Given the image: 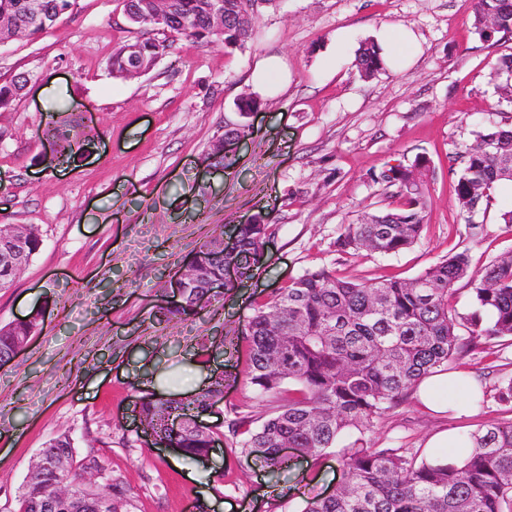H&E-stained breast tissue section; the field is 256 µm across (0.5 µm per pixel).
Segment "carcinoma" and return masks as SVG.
Segmentation results:
<instances>
[{
  "label": "carcinoma",
  "instance_id": "carcinoma-1",
  "mask_svg": "<svg viewBox=\"0 0 512 512\" xmlns=\"http://www.w3.org/2000/svg\"><path fill=\"white\" fill-rule=\"evenodd\" d=\"M142 24L163 35L184 36L201 47L221 41L227 49H241L251 39L254 25L232 24L217 34L202 0H170L165 5L172 23L153 21L152 0H136ZM70 0H39L43 22L25 21L22 0H0V36L36 35L50 29L69 8ZM473 27L479 38L496 43L512 37V0H475ZM144 61L167 48L165 41H137ZM124 46L108 59L114 77L129 69ZM355 66L371 78L384 71L380 46L371 39L356 51ZM497 77L505 78L502 99L512 106V51L501 55ZM26 78L0 84V111L9 109ZM512 161V127L488 125L474 134V142L448 153V172L454 176V194L460 215L471 229L486 211L491 194L502 181H512L503 164ZM431 161L423 153L404 164L372 174L387 198L397 205L365 213L357 222L342 224L334 245L341 254L398 253L417 244L426 226L430 206L425 176ZM269 216L259 224L235 226L233 242L224 245V232L206 235L202 247L209 263L187 282L181 299L163 310L158 323L183 320L202 309L216 318L224 309V292L210 285L224 277V265L235 264L239 277H251L252 267L269 232ZM26 260L42 244L38 228L24 226ZM467 280L475 310L465 314L451 304L454 286ZM41 315L23 323L0 326V365L28 334L36 331ZM512 339V250L489 262L481 271L471 269L466 254L447 257L411 279L396 277L353 280L324 267L307 270L288 286L257 304L241 339L247 345L246 381L263 407L261 423L251 426V415L235 411L229 424L240 438V454L259 459L271 472L287 468L283 445L306 457L319 459L336 447L346 433L357 438L337 454L342 480L333 493L307 498L304 512H512V419L488 423L469 433V455L456 462L421 457L410 448H375L367 436L413 394L427 376L445 372L462 352L479 342L493 347ZM224 393V378H216L196 398L187 401L141 398L136 412L148 426L164 420L183 421L175 430L163 427L158 438L181 449L191 460L207 457L215 432L203 433L197 418L209 400ZM47 460L38 486L22 489L18 512H40L51 489L65 483L76 501L73 512H128L127 498L117 483L105 488L85 482L87 469H101L93 455L77 457L66 433L49 440ZM68 457L69 467L52 463Z\"/></svg>",
  "mask_w": 512,
  "mask_h": 512
}]
</instances>
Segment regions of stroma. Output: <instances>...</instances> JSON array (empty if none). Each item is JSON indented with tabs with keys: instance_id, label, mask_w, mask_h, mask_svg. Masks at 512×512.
<instances>
[{
	"instance_id": "obj_1",
	"label": "stroma",
	"mask_w": 512,
	"mask_h": 512,
	"mask_svg": "<svg viewBox=\"0 0 512 512\" xmlns=\"http://www.w3.org/2000/svg\"><path fill=\"white\" fill-rule=\"evenodd\" d=\"M473 20V0H279L260 9L245 49L178 37L153 69L128 79L112 76L108 58L152 31L130 25L121 0H73L51 29L0 43V84L27 78L0 112V225L42 235L0 290V325L42 316L0 366V512H17L30 464L63 432L78 455L100 459L97 484L123 483L130 512H302L304 496L335 490L336 450L317 462L292 457L277 480L235 453L227 423L253 396L247 352L212 345L240 335L257 302L312 268L412 278L451 254L480 270L512 249V228L500 221L512 210V182L497 186L475 236L448 173L449 151L472 142L476 123H512V112L496 110L502 48L480 40ZM386 27L413 41L397 43L400 67L363 78L355 51ZM270 56L284 64L279 88L264 96L231 166L214 169L212 145ZM71 126L81 134L75 150L59 136ZM419 153L432 162L419 243L388 256L338 253L339 226L387 203L371 174ZM261 212L273 222L261 271L225 292L221 319L201 310L157 325L207 231ZM453 367L482 382L479 413L435 414L411 398L373 434L375 447L420 451L436 432L512 417L496 397L512 376V341L471 348ZM219 373L224 400L201 417L220 435L210 458L178 462L150 446L134 401L190 397Z\"/></svg>"
}]
</instances>
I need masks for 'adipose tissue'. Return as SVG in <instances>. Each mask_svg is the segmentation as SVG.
<instances>
[{
    "mask_svg": "<svg viewBox=\"0 0 512 512\" xmlns=\"http://www.w3.org/2000/svg\"><path fill=\"white\" fill-rule=\"evenodd\" d=\"M477 394L478 388L472 378L445 373L429 375L415 392L426 409L438 414L452 411L461 417L475 415L473 399Z\"/></svg>",
    "mask_w": 512,
    "mask_h": 512,
    "instance_id": "1",
    "label": "adipose tissue"
}]
</instances>
